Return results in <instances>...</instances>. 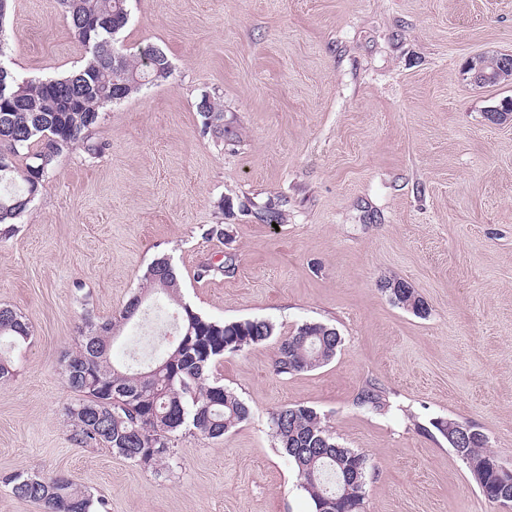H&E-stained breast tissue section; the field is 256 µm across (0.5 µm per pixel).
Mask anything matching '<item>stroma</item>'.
Masks as SVG:
<instances>
[{"label": "stroma", "mask_w": 512, "mask_h": 512, "mask_svg": "<svg viewBox=\"0 0 512 512\" xmlns=\"http://www.w3.org/2000/svg\"><path fill=\"white\" fill-rule=\"evenodd\" d=\"M127 55L162 49L160 85L108 107L106 146L61 154L0 236V305L32 326L0 384V512H41L2 477L65 475L106 512H313L270 433L273 412L315 408L373 471L362 512H505L435 429L483 433L512 467V122L484 110L512 81L477 87L472 58L512 54V0H129ZM7 60L27 77L76 70L84 49L58 0H13ZM221 101L223 140L204 134ZM280 213L279 223L265 211ZM223 225L222 239L204 237ZM170 257L182 295L224 321L305 322L342 338L320 368L277 373L274 341L212 375L250 407L211 440L179 436L156 474L69 437L62 356L85 313L117 315L147 266ZM232 274L198 278L201 266ZM406 282L420 317L385 289ZM389 400L355 404L366 382ZM201 114L204 118L205 129L213 131L218 138H224V108L223 106L204 99L201 104Z\"/></svg>", "instance_id": "obj_1"}]
</instances>
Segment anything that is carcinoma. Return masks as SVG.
I'll use <instances>...</instances> for the list:
<instances>
[{
	"label": "carcinoma",
	"instance_id": "obj_1",
	"mask_svg": "<svg viewBox=\"0 0 512 512\" xmlns=\"http://www.w3.org/2000/svg\"><path fill=\"white\" fill-rule=\"evenodd\" d=\"M127 2L59 0L73 37L85 48L83 64L65 76L20 79L10 70L3 76L10 91L0 95V233L13 232L15 220L44 187L61 153L75 146L91 158L104 153L105 144L93 140L91 133L107 107L171 76V64L158 47L145 46L137 60L118 47L129 22ZM481 60L496 83L512 79V71L499 67L497 55ZM201 114L205 129L224 137L223 106L205 99ZM19 157L22 168L16 163ZM143 280V287L112 320L96 323L86 314L79 345L63 356L64 383L77 395L66 408V419L74 441L104 446L136 463L148 459L149 469L158 473L169 468L180 432L219 439L248 418L247 404L211 379V369L224 355L269 340L276 326L264 319L214 320L196 311L184 302L179 270L165 257L147 267ZM386 290L399 307L426 313L425 302L407 283L389 281ZM155 291L172 308L173 340L158 337L163 350L145 367L114 362L110 339L121 325L145 313ZM31 336L25 316L0 307V340L16 346ZM340 343L336 329L305 323L278 341L275 370L290 374L322 367L335 357ZM356 404L372 412L388 407L381 388L371 382L359 390ZM271 430L314 512H360L372 469L366 454L339 445L322 425L321 414L309 406L277 410ZM485 445V436L477 432L455 452L481 493L503 504L501 494L512 496V488L498 479L500 462ZM3 483L15 497L40 504L43 512H94V497L65 476L16 472Z\"/></svg>",
	"mask_w": 512,
	"mask_h": 512
}]
</instances>
